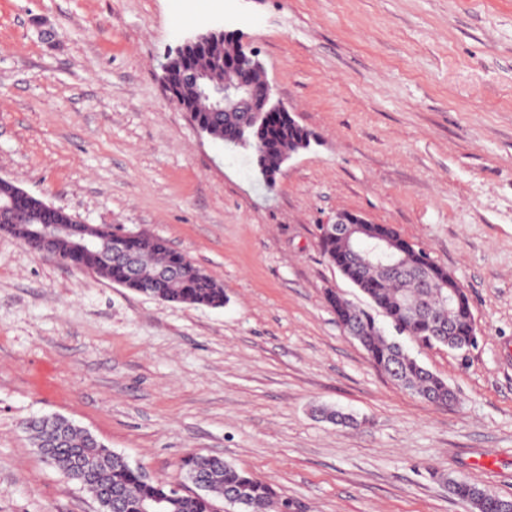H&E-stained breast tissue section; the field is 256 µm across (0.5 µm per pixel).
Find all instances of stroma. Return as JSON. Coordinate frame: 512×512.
<instances>
[{"label": "stroma", "mask_w": 512, "mask_h": 512, "mask_svg": "<svg viewBox=\"0 0 512 512\" xmlns=\"http://www.w3.org/2000/svg\"><path fill=\"white\" fill-rule=\"evenodd\" d=\"M214 29L244 35L319 138L272 186L164 90L167 56ZM0 177L164 240L226 299L155 300L0 232V512H98L29 439L35 415L159 481L224 458L296 512H473L452 480L512 497V0H0ZM343 210L465 289L475 347L399 338L453 402L337 324L328 291L366 302L321 253Z\"/></svg>", "instance_id": "1"}]
</instances>
